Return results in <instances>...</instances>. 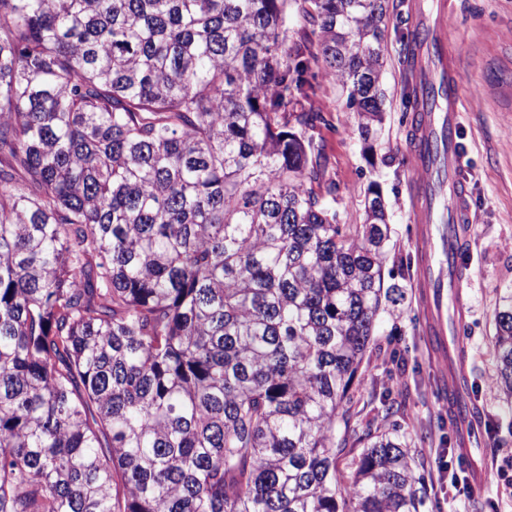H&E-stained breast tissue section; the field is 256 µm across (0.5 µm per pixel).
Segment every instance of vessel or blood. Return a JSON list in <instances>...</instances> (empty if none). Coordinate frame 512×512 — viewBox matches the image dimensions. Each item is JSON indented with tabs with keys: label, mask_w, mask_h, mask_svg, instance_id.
<instances>
[{
	"label": "vessel or blood",
	"mask_w": 512,
	"mask_h": 512,
	"mask_svg": "<svg viewBox=\"0 0 512 512\" xmlns=\"http://www.w3.org/2000/svg\"><path fill=\"white\" fill-rule=\"evenodd\" d=\"M443 100L428 104L422 122L410 138L412 169L415 174V209L425 258L420 285L431 289L435 314L429 330L446 335L444 308L449 292H460L465 273L461 265H450L448 257L458 248L468 220L456 169L459 152L453 140L457 124L460 81L448 73Z\"/></svg>",
	"instance_id": "b4317fda"
}]
</instances>
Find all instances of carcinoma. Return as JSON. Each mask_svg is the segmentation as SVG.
Segmentation results:
<instances>
[{"mask_svg": "<svg viewBox=\"0 0 512 512\" xmlns=\"http://www.w3.org/2000/svg\"><path fill=\"white\" fill-rule=\"evenodd\" d=\"M388 20L387 0H0V512H421L401 426L336 469L405 291L379 186L338 223L304 135L320 63L379 141ZM493 347L511 399L512 288Z\"/></svg>", "mask_w": 512, "mask_h": 512, "instance_id": "obj_1", "label": "carcinoma"}]
</instances>
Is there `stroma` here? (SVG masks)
I'll return each instance as SVG.
<instances>
[{
	"instance_id": "stroma-1",
	"label": "stroma",
	"mask_w": 512,
	"mask_h": 512,
	"mask_svg": "<svg viewBox=\"0 0 512 512\" xmlns=\"http://www.w3.org/2000/svg\"><path fill=\"white\" fill-rule=\"evenodd\" d=\"M439 1L446 48L461 74L459 175L471 219L461 244L469 264L467 284L460 298L449 299L448 316L465 319L458 389L477 406L481 434L471 447L470 466L458 474L485 478L453 500L434 463L438 453L455 448L454 416L440 390L435 365L440 352L426 333L428 307L419 286L421 255L411 208L410 127L402 120L416 5ZM389 16L383 87L390 106L373 151L365 150L338 83L310 78L305 101L324 116L308 134L320 147L324 182L336 186L340 223H360L367 188L377 183L393 227L387 265L400 270L407 285L400 316L381 321L378 344L384 354L363 365L362 400L351 411L360 423L381 429L397 423L408 432L415 473L429 488L424 512H512V459L489 444L494 438L512 449V411L497 390L492 346L496 302L512 288V0H389ZM391 347L400 360L387 356Z\"/></svg>"
}]
</instances>
